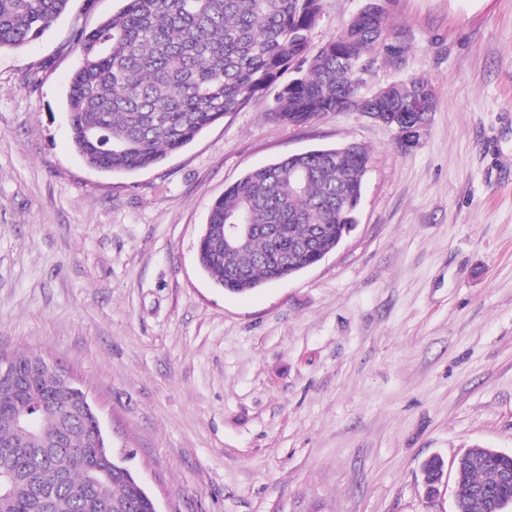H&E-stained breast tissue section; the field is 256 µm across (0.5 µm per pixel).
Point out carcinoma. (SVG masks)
<instances>
[{"mask_svg": "<svg viewBox=\"0 0 512 512\" xmlns=\"http://www.w3.org/2000/svg\"><path fill=\"white\" fill-rule=\"evenodd\" d=\"M123 6L73 47L80 62L66 108L75 145L106 173H127L162 162L203 130L253 100L274 94V113L307 125L350 108L361 94L377 52H404L390 36L380 0H368L336 39L308 57V33L322 0H122ZM69 0H0V49L42 37ZM289 69L297 76L287 82ZM429 84L411 78L364 102L369 112H397L413 122L430 112ZM369 152L354 145L342 162L336 149L289 155L246 174L210 210L207 223L255 231L230 247L224 233L203 236L198 263L219 287L243 293L301 271L318 252L333 250L355 223ZM0 368V512H151L138 478L89 438L98 419L80 403L83 389L59 379L26 354ZM82 459L61 467L59 456ZM512 458L474 465L457 478L458 500L476 486L500 482ZM106 483V492L98 484Z\"/></svg>", "mask_w": 512, "mask_h": 512, "instance_id": "cac0c4a2", "label": "carcinoma"}]
</instances>
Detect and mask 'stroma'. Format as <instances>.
Here are the masks:
<instances>
[{
    "label": "stroma",
    "mask_w": 512,
    "mask_h": 512,
    "mask_svg": "<svg viewBox=\"0 0 512 512\" xmlns=\"http://www.w3.org/2000/svg\"><path fill=\"white\" fill-rule=\"evenodd\" d=\"M365 0H322L319 51ZM121 0H70L0 50V355L38 353L82 386L161 512H454L420 465L512 453V0H386L398 58L367 89L425 79L417 146L356 112L306 126L263 97L160 164L77 152L72 40ZM370 152L357 226L320 263L247 295L200 269L212 202L313 149Z\"/></svg>",
    "instance_id": "1"
}]
</instances>
